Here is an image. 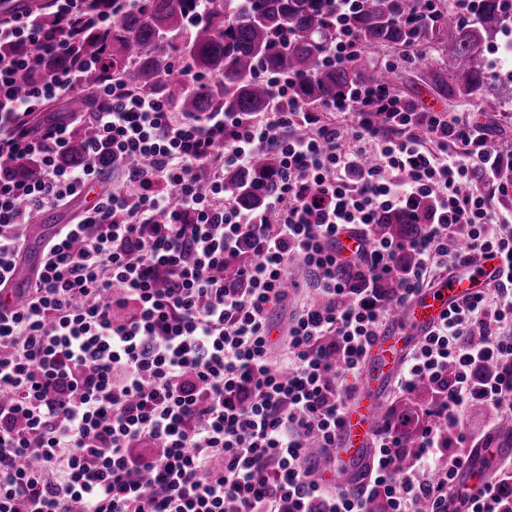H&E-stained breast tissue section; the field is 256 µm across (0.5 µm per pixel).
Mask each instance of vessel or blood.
Wrapping results in <instances>:
<instances>
[{
  "label": "vessel or blood",
  "instance_id": "1",
  "mask_svg": "<svg viewBox=\"0 0 512 512\" xmlns=\"http://www.w3.org/2000/svg\"><path fill=\"white\" fill-rule=\"evenodd\" d=\"M500 265L484 258L455 276L438 282L398 306L386 328L376 336L362 367L363 385L346 407L336 436L335 466L318 467L323 481L352 486L371 457L377 430L383 422L380 397L405 360L409 350L434 329L448 309L497 281ZM512 459V448H477L461 477L464 489L483 487L491 470L487 456Z\"/></svg>",
  "mask_w": 512,
  "mask_h": 512
}]
</instances>
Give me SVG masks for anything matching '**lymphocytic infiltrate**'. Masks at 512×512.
<instances>
[{
	"label": "lymphocytic infiltrate",
	"mask_w": 512,
	"mask_h": 512,
	"mask_svg": "<svg viewBox=\"0 0 512 512\" xmlns=\"http://www.w3.org/2000/svg\"><path fill=\"white\" fill-rule=\"evenodd\" d=\"M52 6L50 27L34 10L0 18V290L36 211L99 181L105 158L137 165L54 232L24 299L0 310V512H512L511 469L474 494L459 483L468 409L483 405L487 427L512 415V215L487 192L512 147L487 151L483 125L407 107L385 85L316 112L184 115L125 75L55 69L87 0ZM81 91L92 111L33 124ZM86 128L83 160L64 163ZM269 151L276 191L263 210L240 209L224 172ZM31 165L38 177H21ZM428 197L418 237L368 238L379 216H417ZM346 230L348 257L336 249ZM477 257L501 260L498 280L452 306L395 381L401 395L436 390L426 424L411 438L386 421L365 482H320L308 450L331 456L392 311ZM295 265L322 301L275 337ZM343 268L371 287L348 295ZM393 276L384 296L376 284Z\"/></svg>",
	"instance_id": "f902f5d3"
}]
</instances>
